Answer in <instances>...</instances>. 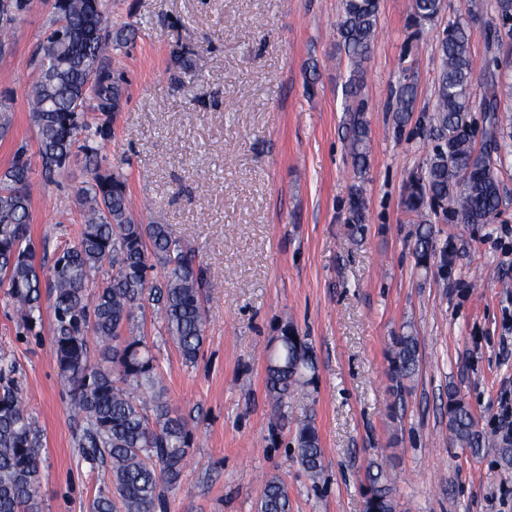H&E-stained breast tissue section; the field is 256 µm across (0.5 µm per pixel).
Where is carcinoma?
Here are the masks:
<instances>
[{
    "label": "carcinoma",
    "mask_w": 512,
    "mask_h": 512,
    "mask_svg": "<svg viewBox=\"0 0 512 512\" xmlns=\"http://www.w3.org/2000/svg\"><path fill=\"white\" fill-rule=\"evenodd\" d=\"M499 25L491 41L512 39V0H490ZM446 0H412L413 21L432 23ZM52 17L38 45L39 78L28 93L37 129L35 156L19 151L0 176V288L33 337L43 320L42 289L53 315L51 348L62 392L79 425L73 435L85 461L102 466L110 484L101 488L91 512H168L167 492L182 480L194 447L185 415L168 402L156 357L141 334L138 317L151 304L161 314L166 335L182 361L197 364L206 340L203 296L215 288L195 252L172 237L167 224H143L132 212L128 178L103 166L102 149L112 139V115L127 98L124 73L112 69V50L132 41L136 28L109 25L105 0H54ZM379 22V0H343L337 31L351 76L343 93L350 112L345 139L355 177L368 169V122L360 99L359 73L368 59ZM441 71L435 87L429 136L437 141L420 173L410 177L405 210L419 224L416 264L448 269V247H438L433 220L494 224L501 216L498 163L506 143L500 136L502 96L512 98V82L497 80L496 55L485 60L487 86L480 94L473 79L468 26L455 19L440 40ZM100 71L87 79L86 67ZM416 85L407 75L395 94L394 122L413 111ZM483 114L484 140L474 144L472 113ZM41 177L53 183L75 157L89 179L78 191L81 224L75 238L57 249L48 269L36 265L30 230L32 158ZM353 231L366 220L361 187L350 198ZM111 273L89 287L104 267ZM265 386L279 409L295 388L315 372L310 346L290 323L274 338ZM396 390L419 367L416 336L403 332L389 349ZM448 427L459 444L477 453L487 436L454 389L448 390ZM299 461L316 479L323 449L312 419L298 422ZM43 447L26 406L14 361L0 355V512H40L39 461ZM286 484L269 477L258 512H289ZM366 512H395L394 485L379 467L368 473Z\"/></svg>",
    "instance_id": "cac0c4a2"
}]
</instances>
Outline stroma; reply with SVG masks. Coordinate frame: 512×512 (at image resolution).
Returning <instances> with one entry per match:
<instances>
[{"instance_id": "stroma-1", "label": "stroma", "mask_w": 512, "mask_h": 512, "mask_svg": "<svg viewBox=\"0 0 512 512\" xmlns=\"http://www.w3.org/2000/svg\"><path fill=\"white\" fill-rule=\"evenodd\" d=\"M423 29L412 0H380L378 34L363 64L369 168L356 182L343 138L349 67L336 24L342 0H112V23L139 34L114 50L129 98L113 121L106 164L127 175L135 216L169 225L198 250L209 293L203 354L185 365L163 323L146 309L142 328L165 376L171 407L195 434L169 512H258L267 477L288 488L292 512H365L369 463L396 477V512H512V470L494 448L473 454L448 429L449 390L493 433L512 403V156L501 167L496 224H435L447 244V271L417 266V225L402 199L412 173L435 146L429 137L438 44L448 21L470 26L476 83L489 55L488 0H451ZM51 18L47 0H29L0 56V96L13 114L0 139V174L18 148L37 149L28 90L35 52ZM195 66L185 71L182 51ZM417 84L414 110L396 126L389 108L403 74ZM82 161L55 183L34 177L35 261L80 221ZM366 204L363 232L349 222L354 186ZM305 336L312 381L283 410L265 392L271 344L281 324ZM419 340V372L392 387V336ZM27 337L0 291V354L15 360L39 428L40 512H90L109 482L85 462L76 422L59 385L49 326ZM314 419L323 474L311 482L297 459L296 421Z\"/></svg>"}]
</instances>
